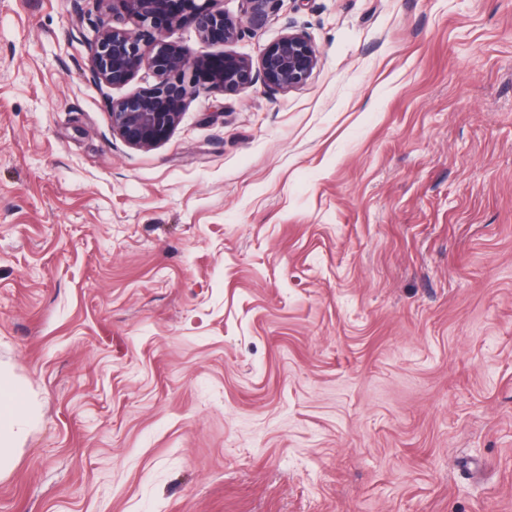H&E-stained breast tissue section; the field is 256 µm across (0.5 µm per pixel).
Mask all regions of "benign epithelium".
I'll use <instances>...</instances> for the list:
<instances>
[{
  "label": "benign epithelium",
  "instance_id": "obj_1",
  "mask_svg": "<svg viewBox=\"0 0 512 512\" xmlns=\"http://www.w3.org/2000/svg\"><path fill=\"white\" fill-rule=\"evenodd\" d=\"M100 18L89 43L91 72L108 86L127 84L141 69L151 71L156 82L111 103L112 135L132 148H151L162 142L178 123L186 100L197 90L193 61L178 45L154 36L161 21L181 22L172 0H96ZM191 14L197 32L206 42L228 43L243 32L242 21L211 6L212 0H179ZM247 23H265L274 0H246ZM136 17L138 28L123 27L122 13ZM318 63L310 40L290 31L266 45L253 61L232 53L215 58L209 85L237 92L261 83L270 90H290L306 83Z\"/></svg>",
  "mask_w": 512,
  "mask_h": 512
}]
</instances>
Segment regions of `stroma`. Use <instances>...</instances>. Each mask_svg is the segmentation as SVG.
I'll list each match as a JSON object with an SVG mask.
<instances>
[{
  "label": "stroma",
  "instance_id": "35a3bbf8",
  "mask_svg": "<svg viewBox=\"0 0 512 512\" xmlns=\"http://www.w3.org/2000/svg\"><path fill=\"white\" fill-rule=\"evenodd\" d=\"M95 0H0V512H512V0H276L291 91L113 137ZM22 387L0 369V478L8 475L15 464L17 452L31 425L30 406H14L15 399H22Z\"/></svg>",
  "mask_w": 512,
  "mask_h": 512
}]
</instances>
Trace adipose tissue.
<instances>
[{
  "mask_svg": "<svg viewBox=\"0 0 512 512\" xmlns=\"http://www.w3.org/2000/svg\"><path fill=\"white\" fill-rule=\"evenodd\" d=\"M22 387L8 374L0 373V478L8 475L31 425L32 409L19 405Z\"/></svg>",
  "mask_w": 512,
  "mask_h": 512,
  "instance_id": "obj_1",
  "label": "adipose tissue"
}]
</instances>
